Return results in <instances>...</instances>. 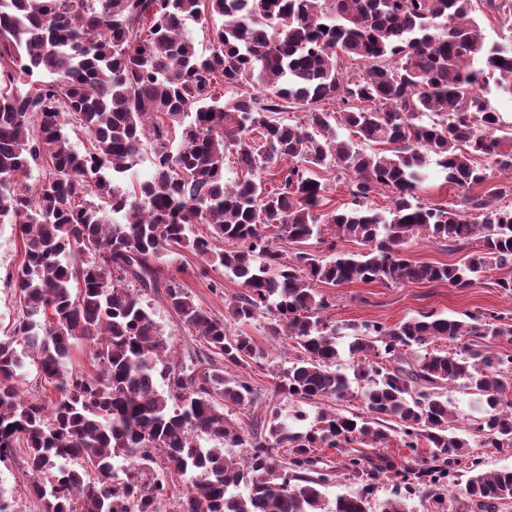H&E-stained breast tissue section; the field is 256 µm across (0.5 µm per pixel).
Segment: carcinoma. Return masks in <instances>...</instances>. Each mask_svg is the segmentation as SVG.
I'll use <instances>...</instances> for the list:
<instances>
[{"mask_svg": "<svg viewBox=\"0 0 512 512\" xmlns=\"http://www.w3.org/2000/svg\"><path fill=\"white\" fill-rule=\"evenodd\" d=\"M473 8L474 0H0V224L16 225L23 244L13 275L21 315L0 336V463L23 450L40 512H162L180 484V512H373L382 478L428 512H449L448 479L461 466L478 512L512 500V470L481 471L444 395L460 383L483 398L470 424L476 446L512 448V354L487 344L512 342V318L365 323L348 345L362 413L320 410L294 429L273 407L258 435L224 413L255 403L252 386L224 375V363L260 366L266 351L161 267L172 247H185L242 281L228 313L242 324L264 315L267 335L288 339L293 358L271 397L292 403L296 422L308 420L305 404L352 396L336 370V325L322 317L330 301L315 284L464 289L505 269L496 285L511 293L512 205L498 202L512 197V180L476 187L493 168L512 177V133H501L486 96L492 79L512 94V51L486 44ZM188 20L211 31L202 51ZM294 110L291 123L284 114ZM77 129L88 141L82 151L71 142ZM148 146L150 174L138 179ZM228 155L241 171L230 185ZM432 164L465 211L420 201ZM35 168L43 175L32 187ZM321 168L345 177L351 206L328 207ZM385 193L389 209L369 204ZM195 224L210 234H195ZM328 224L366 249L330 261L304 249ZM481 230V255L461 265L408 254L417 232L454 246ZM151 291L163 292L204 353L172 356L144 304ZM435 340L455 350L407 360ZM81 341L91 368L76 371L69 363ZM27 357L47 400L20 394ZM392 431L414 457L379 451ZM238 447L247 455L225 452ZM323 448L345 455L362 486L331 507Z\"/></svg>", "mask_w": 512, "mask_h": 512, "instance_id": "cac0c4a2", "label": "carcinoma"}]
</instances>
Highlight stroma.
<instances>
[{
  "instance_id": "obj_1",
  "label": "stroma",
  "mask_w": 512,
  "mask_h": 512,
  "mask_svg": "<svg viewBox=\"0 0 512 512\" xmlns=\"http://www.w3.org/2000/svg\"><path fill=\"white\" fill-rule=\"evenodd\" d=\"M478 248V241L473 240L463 248L453 250L421 235L413 238L409 255L417 262L460 265L475 257ZM22 249V241L14 226L0 224V332L9 330L21 313L12 276L22 261ZM163 268L176 276L180 284L192 293L197 304L217 318L227 317L229 303L244 291L239 279L225 275L223 268L205 267L202 260L185 248L169 252ZM497 277L494 271L483 273L474 286L464 290L445 283L325 285L321 291L329 296L331 306L324 316L340 326L337 342L342 348L352 341L354 327L364 323L388 327L401 319L427 313L461 320L466 314L478 311L512 318V293H505L496 286ZM145 302L177 353L186 354L194 347L195 342L187 328L163 298L151 294L146 296ZM266 324V319L260 316L249 323L240 325L233 322L229 325L232 331L241 330L253 336L268 353L259 367L245 369L229 363L224 366L227 376L246 377L258 396L255 406L237 409L234 414L237 422L251 430L261 426L266 413L265 402L275 382L274 375L287 367L291 354L287 341L266 336Z\"/></svg>"
}]
</instances>
